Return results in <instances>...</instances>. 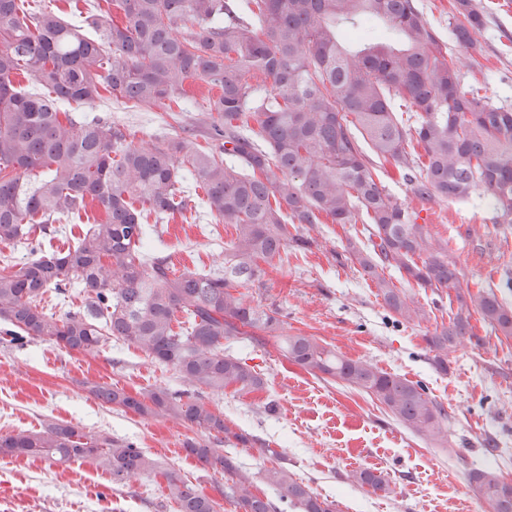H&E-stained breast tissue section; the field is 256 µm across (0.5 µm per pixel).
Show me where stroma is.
<instances>
[{
	"mask_svg": "<svg viewBox=\"0 0 512 512\" xmlns=\"http://www.w3.org/2000/svg\"><path fill=\"white\" fill-rule=\"evenodd\" d=\"M484 25L477 46L461 71L463 89L484 87L495 103L512 107V0H476ZM80 114L111 118L143 145L160 144L193 130L197 144L207 142L205 126L192 113L127 107L112 99L83 106ZM410 201V200H409ZM430 233L448 241V256L467 280L501 286L512 305V231L494 223L496 212L484 193L462 201H410ZM164 254L172 268H217L231 226L213 225L203 216L187 223L181 215L159 224ZM353 234L349 224L324 222L311 230L308 250L289 254L269 270L265 284L250 289L253 305L276 307L288 333L317 337L352 359L421 383L452 416L446 444L426 442L406 431L367 394L340 382H327L294 366L273 345H234L233 350L268 385L260 393L225 391V415L255 437L256 445L238 457L254 475L270 461L274 448L282 466L317 493L335 499L339 512H490L468 486V467L497 468L512 477V342L487 337L450 355L447 374L435 372L423 337L448 315L447 292L417 289L429 319L418 325L399 322L359 273L343 266L340 255ZM0 321V433L41 430L49 420L71 423L84 432L134 442L161 468L180 470L207 493L224 484V474L202 469L183 452L186 440L204 432L161 417L140 416L100 404L93 387L118 385L131 391L157 386L178 388L174 371L128 345H107L97 355L59 348L46 340H12ZM498 448L488 452L487 440ZM382 471L392 494L348 481L351 471ZM0 512H176L161 476L113 486L105 471L86 462L62 466L38 458L0 454Z\"/></svg>",
	"mask_w": 512,
	"mask_h": 512,
	"instance_id": "1",
	"label": "stroma"
}]
</instances>
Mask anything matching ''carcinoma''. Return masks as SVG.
<instances>
[{
	"label": "carcinoma",
	"mask_w": 512,
	"mask_h": 512,
	"mask_svg": "<svg viewBox=\"0 0 512 512\" xmlns=\"http://www.w3.org/2000/svg\"><path fill=\"white\" fill-rule=\"evenodd\" d=\"M111 2L120 21L93 18L92 39L52 9L0 0V243L54 233V224L91 203L105 213L67 251L0 266V320L14 340L85 354L123 342L174 370L179 389L99 386L94 396L214 436L225 447L191 439L183 450L228 482L217 499L179 470L158 469L134 444L63 421L0 433V454L88 462L115 486L156 472L178 512H221L222 498L235 512H280L278 501L291 512H336L335 501L281 465L263 473L273 497L240 465L236 449L254 439L204 395L258 392L267 380L224 343L273 339L288 362L366 393L431 442L448 441L452 416L422 384L314 336L286 333L280 310L252 306L242 289L263 286L265 266L283 262L288 250L308 249L305 232L320 216L351 224L362 211L364 239H348L344 260L403 322L419 324L427 312L392 273L408 285L455 291L448 323L423 336L436 372L448 373V355L465 342L483 341L478 322L498 341L512 340V308L490 284H462L448 240L425 231L374 167L376 159L393 162L420 200H463L481 188L495 200L496 223L511 225L512 109L461 88L460 60L445 61L417 0H246L248 17L230 0ZM457 4L464 21L452 39L473 48L482 14L474 0ZM253 70L270 80L263 94L245 80ZM18 76L45 93L15 87ZM190 80L220 89L198 107L208 119L206 148L185 138L138 145L106 117L73 113L112 97L171 112L188 102ZM189 183L203 190L197 205L206 214L234 225L222 271L178 274L151 252L149 218L190 209ZM73 288L83 293L79 310L44 311L45 294L64 299ZM348 479L392 492L368 468ZM468 483L494 512H512V485L500 471L472 469Z\"/></svg>",
	"instance_id": "1"
}]
</instances>
